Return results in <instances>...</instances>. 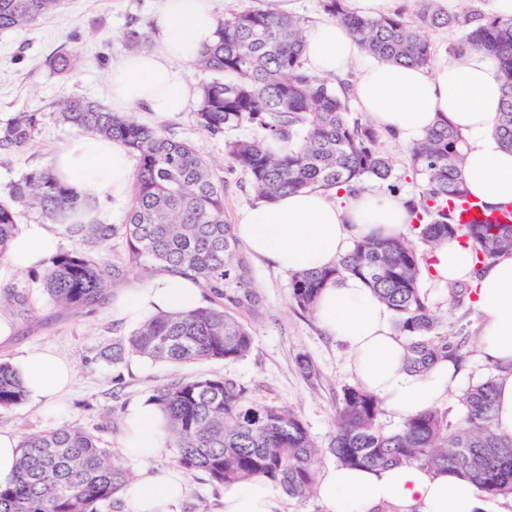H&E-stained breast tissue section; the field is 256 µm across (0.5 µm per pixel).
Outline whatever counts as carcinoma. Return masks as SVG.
I'll return each mask as SVG.
<instances>
[{
  "instance_id": "carcinoma-1",
  "label": "carcinoma",
  "mask_w": 512,
  "mask_h": 512,
  "mask_svg": "<svg viewBox=\"0 0 512 512\" xmlns=\"http://www.w3.org/2000/svg\"><path fill=\"white\" fill-rule=\"evenodd\" d=\"M403 12L364 17L348 0H320L322 11L345 25L364 54L387 62L428 68L434 60L431 32L455 33L448 53L457 59L472 50L492 58L502 104L495 125L512 149V18L487 15L473 0L449 13L434 0H417ZM62 0H0V32L27 28L56 13ZM304 22L271 9H248L218 22L217 39L195 67L212 78L200 88L194 120L224 138L230 168L251 180L253 202L271 203L304 189L353 196L370 180L388 181L389 157L378 148L380 134L368 121L352 119L348 84L335 88L304 67ZM77 52L48 60L66 76L81 67ZM58 120L79 131L114 141L137 159L123 224H68L65 231L94 247L114 236L125 239L121 264L109 266L92 253H58L42 275V288L70 310L98 307L110 288L134 269L145 280L158 274L184 277L202 288L206 304L192 311H159L103 357L119 366L131 357L180 366L203 360L237 362L253 346L249 327L237 318L256 313L260 295L234 225L224 219V180L196 146L141 123L133 112H114L103 103L64 96L55 103ZM40 117L20 112L0 128V152L34 140ZM243 126L258 135L240 138ZM408 167L424 180L406 201L411 230L425 250L443 239L464 240L485 265L512 250V224H458L455 208L471 198L463 184L462 136L450 125L433 127L407 149ZM86 206L49 168L33 169L0 199V260L18 229V208L55 224L67 210ZM422 254L409 237L365 238L332 267L289 275V302L313 315L330 283L345 275L361 278L395 314L407 337L410 364L425 368L441 358H463L465 342L440 333L443 320L421 286ZM26 400L11 362L0 360V411ZM166 414L174 463L189 474L203 473L218 486L271 478L290 497H303L317 484L321 452L292 410L253 399L251 390L229 376L177 377L151 396ZM462 415L434 408L384 429L380 401L359 385H345L336 404V429L329 452L336 463L354 467L420 464L453 469L489 497L512 495V438L492 428L495 378L479 381L458 396ZM14 476L0 483V512H120L118 494L130 473L94 434L55 427L23 436Z\"/></svg>"
}]
</instances>
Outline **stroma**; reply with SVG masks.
<instances>
[{"instance_id": "1", "label": "stroma", "mask_w": 512, "mask_h": 512, "mask_svg": "<svg viewBox=\"0 0 512 512\" xmlns=\"http://www.w3.org/2000/svg\"><path fill=\"white\" fill-rule=\"evenodd\" d=\"M158 7L159 0H64L60 11L35 26L0 32V125L21 110L37 112L42 117L38 134L29 146L0 153L1 197L7 196L11 185L25 173L50 166L54 153L74 136V129L55 119L54 103L58 98L67 95L110 102L107 74L128 51L125 32L132 26L147 36H155ZM254 8H283L309 25L325 19L319 0H215L220 19ZM61 49L80 52L85 58L84 66L64 77L52 74L46 60ZM137 117L142 123L199 148L213 163L216 175L224 180V215L228 223H236L240 209L251 205L253 192L246 175L229 170L223 139L211 137L198 127L189 111L165 119L141 111ZM379 148L393 161L391 182L398 194L408 199L418 196L423 180L409 173L406 149L385 133L380 136ZM250 263L262 300L260 315L244 318L254 339L252 352L231 364L203 361L181 368L140 358L112 366L102 358V351L111 347L113 339L132 331L134 325L113 317L110 303L93 310L65 309L44 293L41 273L1 274L0 315L11 320L16 333L0 343V359L10 361L30 349L50 347L74 360L77 373L63 414L49 416L41 406L27 401L0 412V430L18 437L64 425L90 431L135 477L141 466L126 458L121 448V426L127 407L149 399L157 388L178 375H231L248 386L257 401L282 405L297 413L323 449V465L333 464L326 448L335 430L340 390L354 381L350 355L322 331L315 318L291 307L287 274L255 257ZM423 289L431 304L443 312L445 328L468 341L458 389L496 374V367L483 358L477 345L478 319L471 304L449 307L447 285L428 277L423 280ZM13 292L27 295V311L8 302L7 297ZM303 355L315 365L314 378H306L298 368V359ZM183 479L187 494L181 512H221L223 487L211 484L201 473H187Z\"/></svg>"}]
</instances>
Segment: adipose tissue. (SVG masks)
I'll return each mask as SVG.
<instances>
[{
  "label": "adipose tissue",
  "instance_id": "ef3b65f1",
  "mask_svg": "<svg viewBox=\"0 0 512 512\" xmlns=\"http://www.w3.org/2000/svg\"><path fill=\"white\" fill-rule=\"evenodd\" d=\"M216 27L213 0H160L151 48L126 54L109 72L113 106L142 107L160 116L186 111L195 90L184 70L215 41ZM360 55L341 23L325 21L305 31L304 59L313 73H337L360 62L352 93L376 128L408 147L436 124H450L466 142L467 190L491 205L512 201V151L494 133L501 92L487 55L474 51L431 72L375 58L364 61ZM52 169L91 201L123 203L131 195L134 169L127 150L98 136L72 137L55 155ZM234 231L250 254L292 274L334 266L353 240L409 233L410 218L404 202L385 192H363L339 205L307 189L244 208ZM61 243L59 225H19L6 264L12 271L46 268ZM428 265L436 281L470 286L481 352L498 369L493 426L499 435L512 437V252L478 270L470 246L448 239L429 253ZM201 304L197 285L162 275L122 295L114 310L120 317L143 321L161 309L190 311ZM315 317L327 335L347 347L357 384L380 400L388 419L403 422L447 399L458 376L455 363L447 359L422 372L410 370L406 339L394 328L393 312L359 277L347 275L325 288ZM14 369L34 402L56 407L63 404L74 377L72 363L48 348L27 351ZM169 439L153 403L128 408L125 456L150 461ZM316 493L328 512H380L384 507L393 512H500L467 478L416 464L372 469L330 465ZM184 494L178 472L145 471L125 488V512H179ZM283 500L278 482L258 478L225 486L222 512H283Z\"/></svg>",
  "mask_w": 512,
  "mask_h": 512
}]
</instances>
